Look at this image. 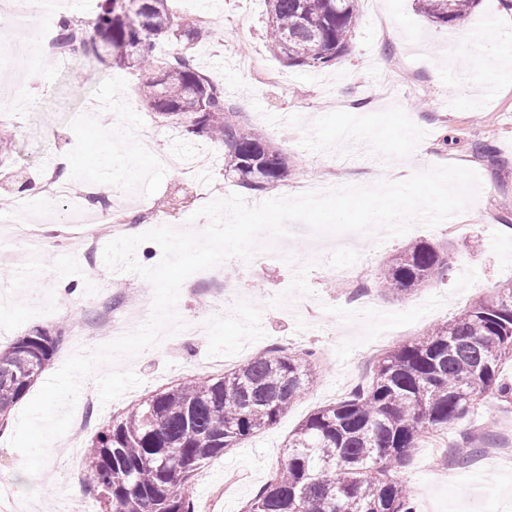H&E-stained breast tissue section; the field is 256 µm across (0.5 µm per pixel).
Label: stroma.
<instances>
[{
  "label": "stroma",
  "mask_w": 512,
  "mask_h": 512,
  "mask_svg": "<svg viewBox=\"0 0 512 512\" xmlns=\"http://www.w3.org/2000/svg\"><path fill=\"white\" fill-rule=\"evenodd\" d=\"M174 8L190 22L205 14L223 17V28L194 44L190 54L223 87L225 99L286 155L287 180L262 191L227 180L223 144L190 136L150 112L134 93V71L103 65L82 48L62 64L46 66L31 40L10 53L11 70L28 93L0 110V132L11 142V173L44 188L60 170L74 196H81L101 172V151L121 149L148 123L156 130L157 151L176 149L191 159L209 154L210 165L194 188L198 208L215 199L218 185L223 197L265 201L301 195L311 184L322 192L370 187L451 164L474 170L480 191L453 223L429 227L417 220L402 234L381 228L375 241L357 238L335 252L312 250L300 222L288 224V249L279 255L270 236L258 235L251 260L228 259L222 274L180 294L176 313L191 320L188 334L119 360V369L141 378L140 386L104 404L95 377L83 381L76 404L87 427L74 436L71 462L52 454L40 473L25 474L20 453L8 443L16 418L0 428V480L13 487L19 512H68V479L85 474L86 446L113 415L148 391L209 376L206 364L217 356L236 359L279 347L314 351L317 381L275 425L201 468L189 489L198 506L223 490L224 512H243L279 467L299 423L369 381L379 359L371 350L374 340L383 339L388 348L414 340L512 282V54L486 69L480 44L462 37L458 26L429 24L416 0H359L345 55L318 70L290 67L267 47L265 0H252L245 42L237 34L241 0H175ZM247 55L257 57L260 67L242 65ZM91 99L104 102L105 111L81 118ZM141 163L133 183L123 170H113L102 212L116 204L133 214L160 211L178 197V174L147 156ZM64 213L48 196L27 207L32 240L52 245L36 257L17 227L0 229V268L11 272L0 279V346L37 327L69 336L70 320L91 318L88 299L119 292L128 304L153 290L136 274L109 269L103 257L89 259L76 246L85 225L63 226L57 218ZM421 240L448 246L447 275L401 298L386 293L380 284L384 262ZM92 261L99 270L95 279L84 274ZM224 286L236 294L219 309L214 291ZM465 438L478 454L457 467L454 478L430 466L437 449L452 450ZM492 442L512 446V401L493 395L457 424L426 434L397 470L416 512H512V465L488 459Z\"/></svg>",
  "instance_id": "stroma-1"
}]
</instances>
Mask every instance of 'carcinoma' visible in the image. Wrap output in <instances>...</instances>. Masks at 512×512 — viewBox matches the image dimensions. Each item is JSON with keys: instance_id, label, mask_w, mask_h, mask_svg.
Returning <instances> with one entry per match:
<instances>
[{"instance_id": "cac0c4a2", "label": "carcinoma", "mask_w": 512, "mask_h": 512, "mask_svg": "<svg viewBox=\"0 0 512 512\" xmlns=\"http://www.w3.org/2000/svg\"><path fill=\"white\" fill-rule=\"evenodd\" d=\"M172 0H99L84 28L62 15L59 39L73 48L94 32L95 56L138 73L135 93L192 136L224 143V175L263 190L288 178L289 162L256 130L243 128L224 89L155 44L207 31L182 24ZM266 39L287 65L332 64L348 48L358 0H265ZM480 0H417L429 22L451 27ZM444 247L419 241L385 264L382 283L405 295L443 278ZM62 337L37 328L0 348V427L54 358ZM512 360V285L450 322L384 352L370 381L310 414L288 436L287 457L243 512H415L393 475L427 432L462 420L490 394L512 390L498 377ZM316 364L278 349L219 375L151 392L101 427L84 452L88 491L102 512H195L189 483L209 461L275 424L311 386Z\"/></svg>"}]
</instances>
